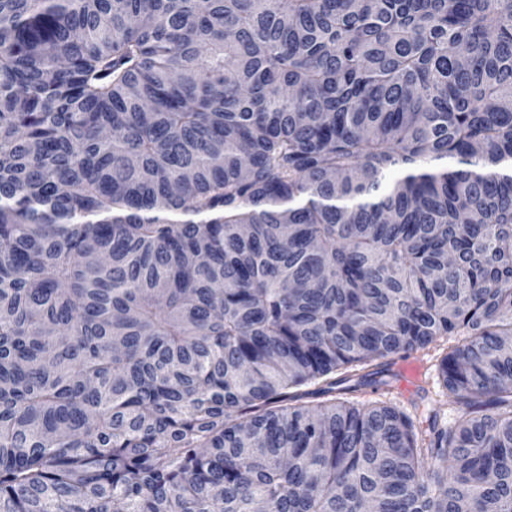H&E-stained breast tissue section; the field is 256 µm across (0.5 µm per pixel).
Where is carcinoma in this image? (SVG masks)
Wrapping results in <instances>:
<instances>
[{"mask_svg": "<svg viewBox=\"0 0 512 512\" xmlns=\"http://www.w3.org/2000/svg\"><path fill=\"white\" fill-rule=\"evenodd\" d=\"M509 339L512 0H0V512H512ZM461 336H452L446 341H440L437 345H430L426 350L412 353L410 355L395 356L389 362L391 371L397 376L392 380L391 394L387 393L382 388L374 389L367 387L363 392L343 395L350 400L360 402L372 401H387L396 403L400 408L407 411H413L411 403L418 401L421 405V410L425 409L426 413L433 410H440V415H444L448 421H452L457 416V411L448 405V398L444 396V389L442 381L439 377V363L442 356L447 352V346H452L458 343ZM408 361L419 363L422 368V373L419 381L409 389L404 377L400 373V366ZM423 386L427 390V397L423 402H420L417 395L418 388Z\"/></svg>", "mask_w": 512, "mask_h": 512, "instance_id": "1", "label": "carcinoma"}]
</instances>
